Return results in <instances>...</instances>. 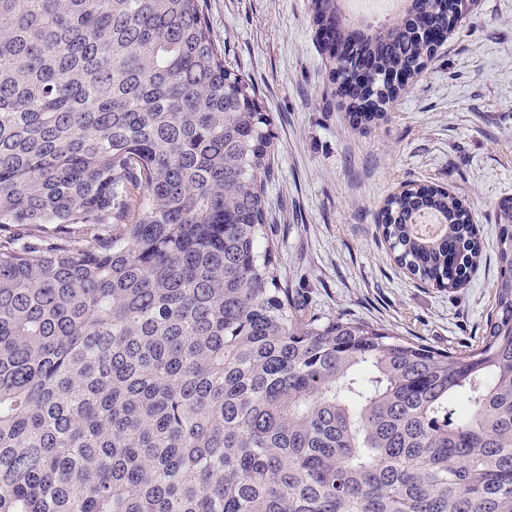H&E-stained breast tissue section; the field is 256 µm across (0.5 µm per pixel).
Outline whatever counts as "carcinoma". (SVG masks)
<instances>
[{
  "label": "carcinoma",
  "instance_id": "carcinoma-1",
  "mask_svg": "<svg viewBox=\"0 0 512 512\" xmlns=\"http://www.w3.org/2000/svg\"><path fill=\"white\" fill-rule=\"evenodd\" d=\"M312 4L360 123L455 19L411 0L356 40ZM271 125L204 0H0V512H512V200L477 344L303 314L266 230ZM381 224L410 274L467 285L463 200L409 188Z\"/></svg>",
  "mask_w": 512,
  "mask_h": 512
}]
</instances>
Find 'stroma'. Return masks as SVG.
<instances>
[{"label":"stroma","mask_w":512,"mask_h":512,"mask_svg":"<svg viewBox=\"0 0 512 512\" xmlns=\"http://www.w3.org/2000/svg\"><path fill=\"white\" fill-rule=\"evenodd\" d=\"M204 13L273 121L268 233L302 312L440 350L479 340L500 272L498 205L512 198V0H478L363 127L337 94L311 0H205ZM408 184L470 206L484 253L466 287L427 286L395 263L380 212Z\"/></svg>","instance_id":"obj_1"}]
</instances>
